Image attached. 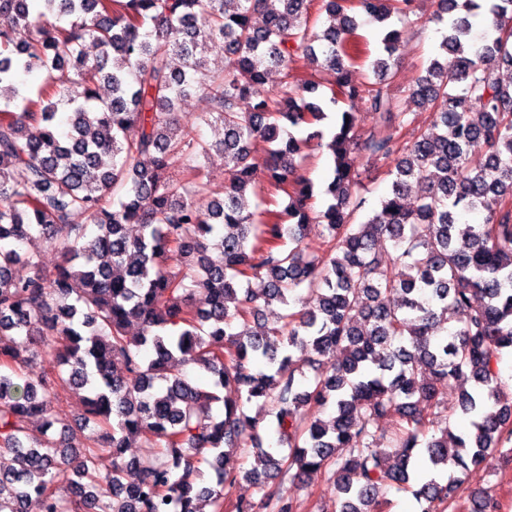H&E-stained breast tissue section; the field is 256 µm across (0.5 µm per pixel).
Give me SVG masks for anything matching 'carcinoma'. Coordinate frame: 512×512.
Segmentation results:
<instances>
[{"label":"carcinoma","mask_w":512,"mask_h":512,"mask_svg":"<svg viewBox=\"0 0 512 512\" xmlns=\"http://www.w3.org/2000/svg\"><path fill=\"white\" fill-rule=\"evenodd\" d=\"M351 10L380 24L369 85L351 79ZM322 12L318 30L307 0H0V452L11 454L0 512H26L33 497L41 512H202L207 500L215 512H295L277 478L322 469L339 512H379L385 488L412 491L421 512H455L471 474L512 443L499 367L512 353V81L500 75L512 71V0H439L438 57L409 89L432 109L428 129L397 111L391 88L389 20L415 14V0H322ZM216 46L224 65L212 69ZM299 60L331 70L338 95L307 99L312 77L265 91ZM21 71L43 76L37 98ZM193 94L205 102L193 122L224 131L214 143L181 118ZM341 97L363 100L383 129L363 137L356 113H337L329 202L316 210L304 152ZM214 150L220 190L201 177ZM380 160L390 191L356 224L360 168ZM269 189L288 195L284 208L248 210ZM474 211L482 223L461 220ZM313 225L320 256L302 248ZM45 245L60 258L51 275ZM22 261L31 272L17 276ZM252 278L261 292L241 286ZM16 336L54 352L102 429L83 451L66 442L53 379L16 381ZM453 382L467 388L450 407ZM454 415L472 430L454 432ZM132 439L154 452L126 458ZM240 448L255 467L234 463ZM200 462L216 486H198ZM242 479L259 502L232 499ZM471 512L498 504L475 494Z\"/></svg>","instance_id":"cac0c4a2"}]
</instances>
